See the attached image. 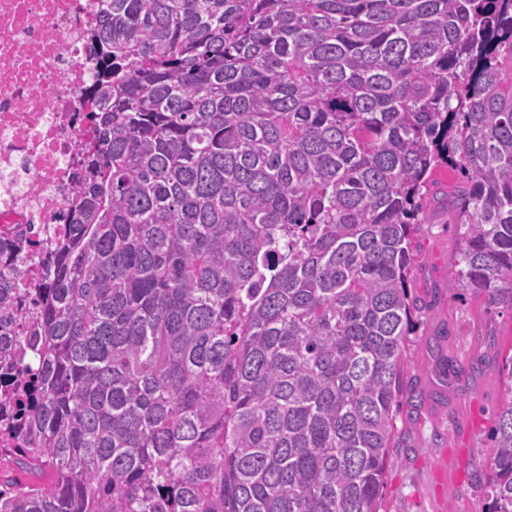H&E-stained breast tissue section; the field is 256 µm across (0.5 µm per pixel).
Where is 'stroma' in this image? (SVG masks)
Listing matches in <instances>:
<instances>
[{
    "mask_svg": "<svg viewBox=\"0 0 512 512\" xmlns=\"http://www.w3.org/2000/svg\"><path fill=\"white\" fill-rule=\"evenodd\" d=\"M433 180L438 198L412 244L419 324L406 343L405 384L414 397L402 401L397 412V443L386 470L382 512H485L480 481L505 397L497 358L486 349L491 344L512 348V312L491 310L484 298L449 291L458 237L445 197L457 178L442 168ZM442 358L463 369L447 386L436 367Z\"/></svg>",
    "mask_w": 512,
    "mask_h": 512,
    "instance_id": "stroma-1",
    "label": "stroma"
}]
</instances>
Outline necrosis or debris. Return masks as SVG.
Returning a JSON list of instances; mask_svg holds the SVG:
<instances>
[{
	"instance_id": "obj_1",
	"label": "necrosis or debris",
	"mask_w": 512,
	"mask_h": 512,
	"mask_svg": "<svg viewBox=\"0 0 512 512\" xmlns=\"http://www.w3.org/2000/svg\"><path fill=\"white\" fill-rule=\"evenodd\" d=\"M105 0H0V242L59 223L77 189Z\"/></svg>"
}]
</instances>
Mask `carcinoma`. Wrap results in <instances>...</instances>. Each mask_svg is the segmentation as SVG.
<instances>
[{
	"instance_id": "cac0c4a2",
	"label": "carcinoma",
	"mask_w": 512,
	"mask_h": 512,
	"mask_svg": "<svg viewBox=\"0 0 512 512\" xmlns=\"http://www.w3.org/2000/svg\"><path fill=\"white\" fill-rule=\"evenodd\" d=\"M91 40L79 189L0 335V458L52 481L0 512H380L434 170L448 288L512 311V0H108ZM46 252L36 253L28 262V277L20 288H42L44 283Z\"/></svg>"
}]
</instances>
